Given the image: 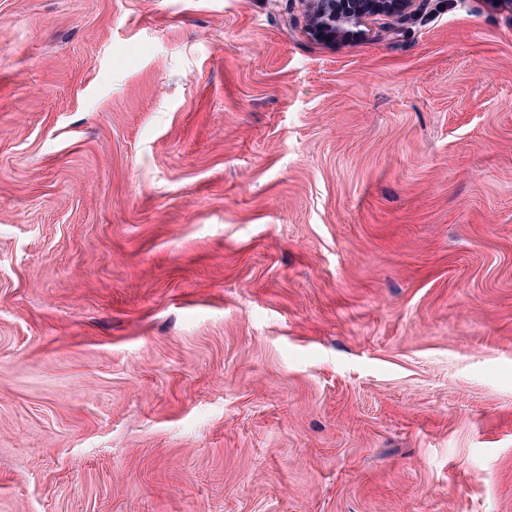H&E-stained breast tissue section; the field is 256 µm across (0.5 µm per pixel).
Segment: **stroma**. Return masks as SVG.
Returning <instances> with one entry per match:
<instances>
[{
  "label": "stroma",
  "mask_w": 512,
  "mask_h": 512,
  "mask_svg": "<svg viewBox=\"0 0 512 512\" xmlns=\"http://www.w3.org/2000/svg\"><path fill=\"white\" fill-rule=\"evenodd\" d=\"M0 512H512V13L0 0ZM418 0H300L309 31L318 39L335 41L352 28L366 26L369 18L403 20L414 12Z\"/></svg>",
  "instance_id": "stroma-1"
}]
</instances>
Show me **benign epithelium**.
<instances>
[{
  "label": "benign epithelium",
  "mask_w": 512,
  "mask_h": 512,
  "mask_svg": "<svg viewBox=\"0 0 512 512\" xmlns=\"http://www.w3.org/2000/svg\"><path fill=\"white\" fill-rule=\"evenodd\" d=\"M309 31L318 39L334 41L367 20L384 16L403 20L414 12L417 0H300Z\"/></svg>",
  "instance_id": "7a95c632"
}]
</instances>
